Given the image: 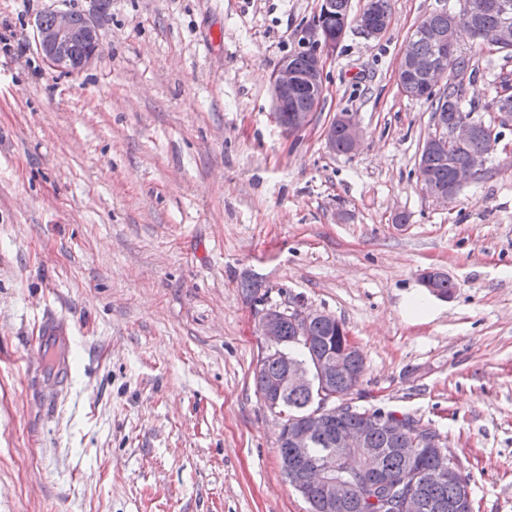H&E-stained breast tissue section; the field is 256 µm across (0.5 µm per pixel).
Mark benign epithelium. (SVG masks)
Wrapping results in <instances>:
<instances>
[{
  "instance_id": "benign-epithelium-1",
  "label": "benign epithelium",
  "mask_w": 512,
  "mask_h": 512,
  "mask_svg": "<svg viewBox=\"0 0 512 512\" xmlns=\"http://www.w3.org/2000/svg\"><path fill=\"white\" fill-rule=\"evenodd\" d=\"M490 8L499 10L500 24L491 29L477 31L478 40L496 51L512 50V3L509 0H461L458 13H448V28H430V16H425L406 39L401 50L397 70L401 92L409 97L420 91L436 90L441 78L447 73L448 58L457 53L456 30L465 22L476 25ZM51 21L43 18L34 24V41L47 66L61 74L72 75L87 69L94 61L101 45L100 10L83 13L73 10L50 11ZM336 17V0H319V8L310 23L300 32L299 48L279 61L273 73L272 92L277 119L297 131L306 127L322 104L324 71L326 60L336 51V29L329 20ZM358 29L366 36L379 37L390 26V13L368 7L357 16ZM431 38L435 52L422 56L416 50L417 38ZM307 58V66L300 68L296 53ZM306 94L309 104L305 108H292L289 103ZM497 112L494 124L487 125L473 117L454 119L450 122L433 115V132L426 140L422 151L429 152L444 145L465 147L475 136L482 138L481 161L487 162L497 152L506 132L512 131V82H502L497 91ZM341 134L347 153L356 152L361 144L362 130L356 117L348 112L336 115L327 129V144L336 151V134ZM474 166L456 165L451 171L450 186L432 194L436 200L446 203L455 199L459 191L473 180ZM446 274L438 269H429L421 274L422 286L432 295L447 300L449 296L436 288V283ZM290 322L299 343H310L314 327L318 322L336 325V317L325 311L311 309L298 303L288 310L266 309L261 317V332L268 343L264 358L282 356V334L285 322ZM362 358L357 342L347 337V348L340 358L326 354L310 363L287 362V372L281 379H273L262 395L265 406L278 419L284 418L282 396L291 389H308L312 392L309 409L279 423L278 434L290 448L286 461L288 483L305 498L314 492L321 501L324 512H342L360 484L362 470L351 468L338 459L347 453L364 467L372 469L374 480L370 488L386 489L395 495L391 505L393 512H421L425 500L421 485L416 483L414 472L421 454L431 458L428 485L440 487L455 476L462 475L461 466L455 456L442 446L444 437L436 429L421 422L400 423L396 434L401 436L396 452L403 456L407 475L400 485L387 479L378 468L381 449L371 447L370 436L362 431L345 426L353 411L352 395L358 387L361 375L349 369L348 363ZM320 439L328 441L316 461L310 458V449Z\"/></svg>"
}]
</instances>
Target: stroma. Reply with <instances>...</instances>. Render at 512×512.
Segmentation results:
<instances>
[{
    "label": "stroma",
    "mask_w": 512,
    "mask_h": 512,
    "mask_svg": "<svg viewBox=\"0 0 512 512\" xmlns=\"http://www.w3.org/2000/svg\"><path fill=\"white\" fill-rule=\"evenodd\" d=\"M316 7L108 0L97 58L62 76L33 23L89 0H0V512H308L253 383L263 311L300 301L360 346L358 407L437 429L473 512H512V148L436 201L433 107L397 82L415 25L460 0H389L378 38L348 24L292 132L271 77ZM457 44L477 67L462 103L493 123L512 53ZM339 112L363 129L355 154L327 147ZM429 267L450 299L420 285ZM50 316L76 359L58 393ZM445 277H447V275L444 272L438 269H429L421 274L420 281L422 286L430 294L434 295L435 297L441 300H448L451 297L447 295L453 294V290L455 288L454 283L450 279H445L442 280L438 285L441 291L439 290V288H436V283Z\"/></svg>",
    "instance_id": "obj_1"
}]
</instances>
